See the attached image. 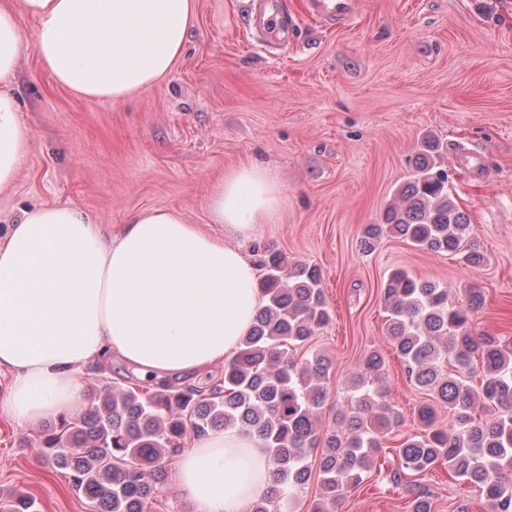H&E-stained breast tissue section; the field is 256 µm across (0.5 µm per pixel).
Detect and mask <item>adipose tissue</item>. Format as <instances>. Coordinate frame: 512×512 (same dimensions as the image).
<instances>
[{
    "instance_id": "1",
    "label": "adipose tissue",
    "mask_w": 512,
    "mask_h": 512,
    "mask_svg": "<svg viewBox=\"0 0 512 512\" xmlns=\"http://www.w3.org/2000/svg\"><path fill=\"white\" fill-rule=\"evenodd\" d=\"M192 12L193 0H0V83L30 47L58 85L122 102L171 70ZM24 15L36 22L28 36ZM31 139L15 96L0 90V190ZM286 201L276 173L243 164L211 195L220 239L169 209L133 213L113 236L71 205L22 210L0 235V370L11 375L0 414L25 424L78 413L80 373L115 360L156 382L223 362L262 303L246 246ZM270 468L252 436L227 428L179 454L177 480L192 512H249Z\"/></svg>"
}]
</instances>
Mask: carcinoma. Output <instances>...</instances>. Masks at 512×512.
I'll return each mask as SVG.
<instances>
[{
    "label": "carcinoma",
    "instance_id": "1",
    "mask_svg": "<svg viewBox=\"0 0 512 512\" xmlns=\"http://www.w3.org/2000/svg\"><path fill=\"white\" fill-rule=\"evenodd\" d=\"M440 144L421 141L414 172L384 213L368 224L361 244L370 251L389 232L433 252L461 255L471 266L484 262L469 216L454 202L448 172L438 162ZM258 286L265 299L238 351L224 362V374L206 390L162 384L107 385L93 393L79 417L60 418L39 436V446L58 469L66 470L90 512H146L166 489L164 462L187 436L237 427L254 435L272 469L265 492L250 512H291L294 493L311 477L308 461L320 449L321 497L336 505L363 482L383 439L401 422L391 404L385 361L366 353L352 378L347 404L336 408V429L319 433V412L329 398L330 361L296 356L331 320L315 266L291 261L276 249L264 251ZM389 313L388 338L409 382L448 408L452 430L437 426L435 409L424 405L421 434L396 446L399 485L439 463L451 478L480 490L484 512H512V336L477 334L470 316L482 304L473 289L464 302L448 286L393 270L381 291ZM452 370L443 372V363ZM481 368L479 387L467 377ZM480 406L494 408L481 422ZM410 512H435L431 493L413 489ZM0 512H37L35 500L18 494L0 502Z\"/></svg>",
    "mask_w": 512,
    "mask_h": 512
}]
</instances>
